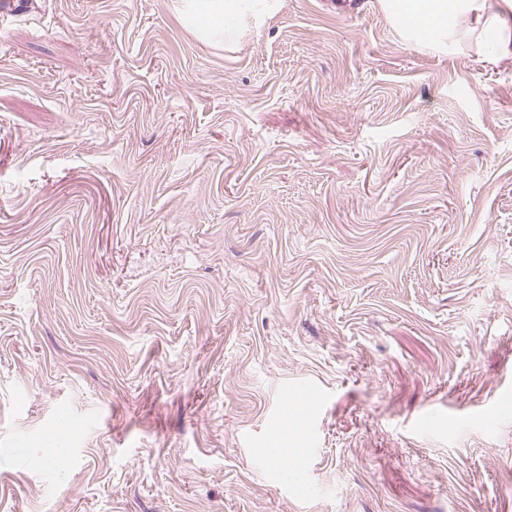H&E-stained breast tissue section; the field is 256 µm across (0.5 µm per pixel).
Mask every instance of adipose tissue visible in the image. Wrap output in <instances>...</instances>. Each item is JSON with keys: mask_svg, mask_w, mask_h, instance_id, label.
Here are the masks:
<instances>
[{"mask_svg": "<svg viewBox=\"0 0 512 512\" xmlns=\"http://www.w3.org/2000/svg\"><path fill=\"white\" fill-rule=\"evenodd\" d=\"M380 9L411 45L447 49L455 35L484 29L494 17L512 11V0H378ZM279 8V0H176L181 24L196 37L224 39V23L245 33L260 27Z\"/></svg>", "mask_w": 512, "mask_h": 512, "instance_id": "obj_1", "label": "adipose tissue"}]
</instances>
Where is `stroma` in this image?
I'll list each match as a JSON object with an SVG mask.
<instances>
[{
  "label": "stroma",
  "mask_w": 512,
  "mask_h": 512,
  "mask_svg": "<svg viewBox=\"0 0 512 512\" xmlns=\"http://www.w3.org/2000/svg\"><path fill=\"white\" fill-rule=\"evenodd\" d=\"M173 3L0 18V512H512V55ZM280 0H176L181 24L196 37L224 40V20H233L227 35L245 33L263 25L279 8Z\"/></svg>",
  "instance_id": "1"
}]
</instances>
